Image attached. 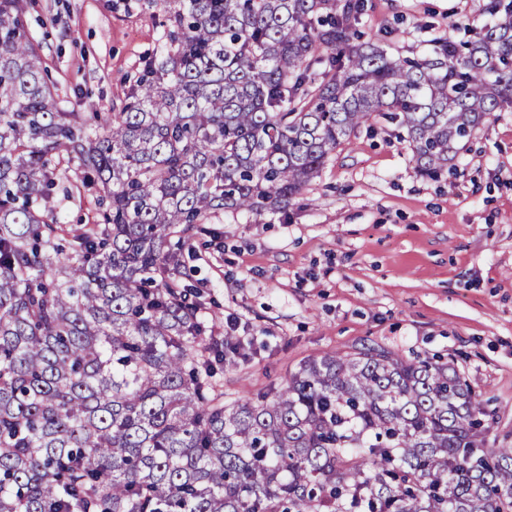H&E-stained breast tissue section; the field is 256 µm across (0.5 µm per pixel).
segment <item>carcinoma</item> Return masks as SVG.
<instances>
[{"label": "carcinoma", "instance_id": "cac0c4a2", "mask_svg": "<svg viewBox=\"0 0 512 512\" xmlns=\"http://www.w3.org/2000/svg\"><path fill=\"white\" fill-rule=\"evenodd\" d=\"M142 5L161 42L91 128L0 0V512H512V448L448 363L363 345L224 401L236 349L179 259L213 211L288 214L377 119L441 177L512 105V0L412 57L355 42L364 0ZM72 163L98 221L66 237Z\"/></svg>", "mask_w": 512, "mask_h": 512}]
</instances>
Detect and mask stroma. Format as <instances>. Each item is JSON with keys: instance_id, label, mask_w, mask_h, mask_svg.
Wrapping results in <instances>:
<instances>
[{"instance_id": "obj_1", "label": "stroma", "mask_w": 512, "mask_h": 512, "mask_svg": "<svg viewBox=\"0 0 512 512\" xmlns=\"http://www.w3.org/2000/svg\"><path fill=\"white\" fill-rule=\"evenodd\" d=\"M485 0H367L361 41L422 52L466 40ZM68 108L87 94L121 107L162 34L139 0H32L25 17ZM439 179L415 170L405 132L379 120L339 147L287 215H208L183 251L215 336H247L225 365L228 401L285 385L304 360L361 345L438 358L465 373L492 420L489 448L512 447V108L480 127Z\"/></svg>"}]
</instances>
